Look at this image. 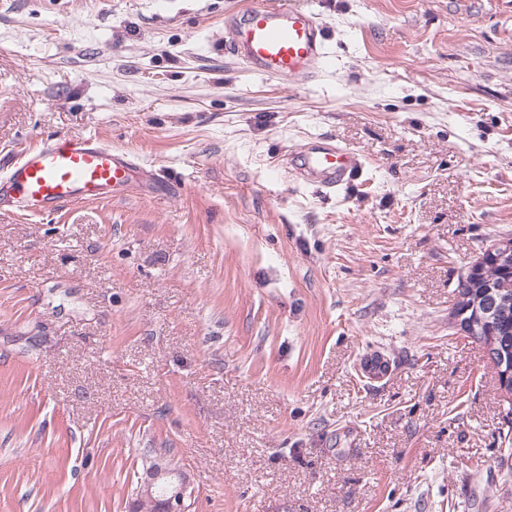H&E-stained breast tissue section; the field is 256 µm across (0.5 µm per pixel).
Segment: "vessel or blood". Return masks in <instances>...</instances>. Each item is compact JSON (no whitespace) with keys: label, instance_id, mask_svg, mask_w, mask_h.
Listing matches in <instances>:
<instances>
[{"label":"vessel or blood","instance_id":"vessel-or-blood-1","mask_svg":"<svg viewBox=\"0 0 512 512\" xmlns=\"http://www.w3.org/2000/svg\"><path fill=\"white\" fill-rule=\"evenodd\" d=\"M226 48L249 70L289 84L312 78L323 55V28L309 10L246 0L225 23ZM288 164L306 181L335 188L363 170L355 151L304 147ZM128 154L87 136L47 140L20 151L0 178V209L52 213L78 202L115 199L130 190Z\"/></svg>","mask_w":512,"mask_h":512}]
</instances>
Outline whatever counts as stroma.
Instances as JSON below:
<instances>
[{
	"label": "stroma",
	"mask_w": 512,
	"mask_h": 512,
	"mask_svg": "<svg viewBox=\"0 0 512 512\" xmlns=\"http://www.w3.org/2000/svg\"><path fill=\"white\" fill-rule=\"evenodd\" d=\"M240 2L0 0V158L135 162L0 214V512H128L156 461L186 512H512V406L448 325L512 233V0H287L324 24L298 86L225 50ZM319 142L360 178L293 175ZM0 178V209L52 213L130 190L128 154L87 136L47 140L20 151ZM287 164L301 179L334 189L363 170L359 154L332 144L306 146L298 153L290 154Z\"/></svg>",
	"instance_id": "stroma-1"
}]
</instances>
